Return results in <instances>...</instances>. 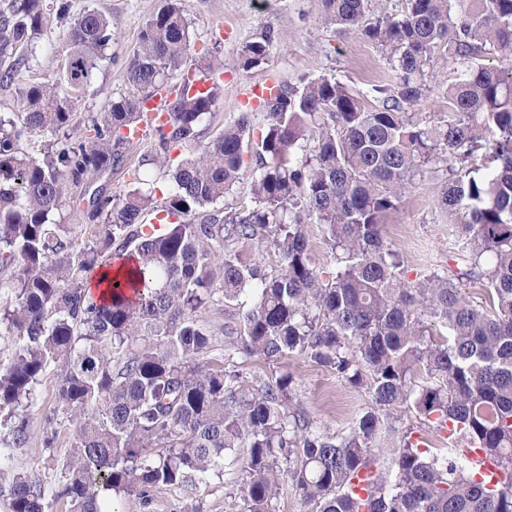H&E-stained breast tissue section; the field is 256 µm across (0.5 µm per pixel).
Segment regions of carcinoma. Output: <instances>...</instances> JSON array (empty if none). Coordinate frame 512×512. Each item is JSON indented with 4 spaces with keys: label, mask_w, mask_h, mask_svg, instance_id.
Instances as JSON below:
<instances>
[{
    "label": "carcinoma",
    "mask_w": 512,
    "mask_h": 512,
    "mask_svg": "<svg viewBox=\"0 0 512 512\" xmlns=\"http://www.w3.org/2000/svg\"><path fill=\"white\" fill-rule=\"evenodd\" d=\"M371 2L323 0L322 23L389 55L394 80L378 88L380 106L332 76L283 83L259 133L242 112L201 146L217 90L185 91L141 160L168 169L167 197L138 177L119 194L96 188L86 224L62 222L67 186L121 164L143 102L185 74L181 0L148 20L126 91L89 117V133L77 132L73 109L112 47V21L95 9L67 29L60 81L21 88L25 112L0 113V335L15 337L0 363L3 448L28 445L35 387L54 370L53 414L72 431L60 493L70 512H103V501L132 493L153 512L163 489L202 512L198 493L237 448L242 512H269L284 480L315 512H512V0H406L362 27ZM46 11V0H0V85L13 83ZM269 45L266 32L246 44L244 69L267 63ZM441 51L461 72L448 112L427 123L412 107ZM494 54L503 65H484ZM47 134L56 144L37 158ZM180 147L192 154L173 166ZM248 154L249 203L202 214L235 186ZM442 165L437 205L463 256L409 281L383 219L420 171ZM150 213L172 222L156 229ZM311 218L331 259L322 268L310 257ZM253 243L272 247L278 264L244 259L240 246ZM120 263L131 273L109 296L89 292L97 272ZM214 303L236 311L229 356H297L367 391L371 405L331 434L294 402L292 374L246 390L239 370L200 364L212 334L197 312ZM403 406L420 426L481 449L504 481L489 485L455 448L419 447L412 428L391 466L377 468L383 417ZM2 491L10 512H45L23 472L0 468Z\"/></svg>",
    "instance_id": "carcinoma-1"
}]
</instances>
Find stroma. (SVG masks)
<instances>
[{"label":"stroma","mask_w":512,"mask_h":512,"mask_svg":"<svg viewBox=\"0 0 512 512\" xmlns=\"http://www.w3.org/2000/svg\"><path fill=\"white\" fill-rule=\"evenodd\" d=\"M163 4L164 0H68L66 18L48 12L37 38L17 62L13 84L0 86V112L24 111L19 87L51 84L61 78L66 31L72 18L88 8L112 19V57L103 61L97 81L85 90L74 111L81 123L88 115L107 110L113 97L125 89V66L143 25ZM185 5L191 30L189 63L210 61L219 67L218 100L211 123L202 130V142L213 140L237 120L243 110L240 90L252 79L273 77L296 85L325 74L346 84L370 107L381 104L378 89L393 79L389 57L380 47L361 35L322 25V0H186ZM265 32L272 36L268 63L243 70V46ZM431 69L429 90L415 106L427 121L447 112L445 90L456 79L458 66L439 55ZM437 186V180L429 177L414 180L398 209L384 219L385 237L411 278L447 260L456 249L448 221L436 209ZM240 368L249 384L292 373L296 399L306 415L332 433L347 431L355 415L371 403L366 391L349 387L328 369L297 357L276 364L244 358ZM55 386L51 372L37 386L28 411L30 443L14 449L10 464L39 478L48 512H66L59 492L71 432L64 420L46 419L55 405ZM240 478L238 468H225L222 479L212 480L203 489V512H240L236 495Z\"/></svg>","instance_id":"35a3bbf8"}]
</instances>
